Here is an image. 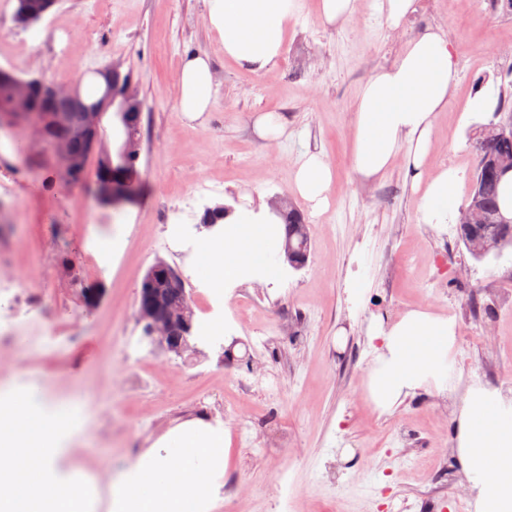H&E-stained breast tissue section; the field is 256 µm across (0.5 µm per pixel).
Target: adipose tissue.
Segmentation results:
<instances>
[{
    "label": "adipose tissue",
    "instance_id": "adipose-tissue-1",
    "mask_svg": "<svg viewBox=\"0 0 512 512\" xmlns=\"http://www.w3.org/2000/svg\"><path fill=\"white\" fill-rule=\"evenodd\" d=\"M205 23L224 53L261 72L279 57L298 0H204ZM458 71L448 37L426 28L399 60L377 70L359 95L354 122V167L364 177L383 174L397 156L413 173L412 188L429 224H444L458 200L459 176L443 168L424 172L434 120L443 110ZM177 109L190 122L213 104L214 71L208 55H186L178 71ZM333 170L325 155L305 153L294 185L313 210L329 207ZM223 229L204 241L205 279L213 297L246 278L261 280L279 236L266 215L224 218ZM371 334L380 353L367 373L376 408L388 411L423 386L444 390L454 364V319L410 311L391 325L376 322ZM79 428L66 413L45 414L28 391L0 397V512H95V478L77 469L60 473L56 462ZM457 458L476 492L475 512H512V397L470 386L456 419ZM226 428L197 419L182 423L143 452L112 482L109 512H211L224 475Z\"/></svg>",
    "mask_w": 512,
    "mask_h": 512
}]
</instances>
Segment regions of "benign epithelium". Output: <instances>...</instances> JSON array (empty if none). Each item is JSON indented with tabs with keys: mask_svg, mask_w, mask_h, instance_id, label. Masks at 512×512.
Here are the masks:
<instances>
[{
	"mask_svg": "<svg viewBox=\"0 0 512 512\" xmlns=\"http://www.w3.org/2000/svg\"><path fill=\"white\" fill-rule=\"evenodd\" d=\"M57 0H15L13 22L17 26L30 24L46 15ZM105 85V94L94 103L82 98L79 85L62 86L35 77L23 80L10 71L0 69V84L7 93L0 99V125L14 128L22 123L30 131L27 147H40L54 160L56 173L65 183L72 182L75 173L82 170L83 161L75 153V145H84L87 153L97 156L95 183L98 201L115 206L127 200V170L129 162L140 157L139 127L130 120L141 109V101L131 87L130 80L116 67L98 70ZM120 102V117L128 128L121 146L111 152L98 138V127L104 109ZM83 113L80 125L71 123L69 112ZM295 270L304 268L308 255L292 240L283 241L277 254ZM178 273L168 265L157 263L143 277L137 303L138 319L148 330L149 337L169 352L180 356L189 348L195 312L185 290L175 286ZM169 288H160V282Z\"/></svg>",
	"mask_w": 512,
	"mask_h": 512,
	"instance_id": "benign-epithelium-1",
	"label": "benign epithelium"
}]
</instances>
